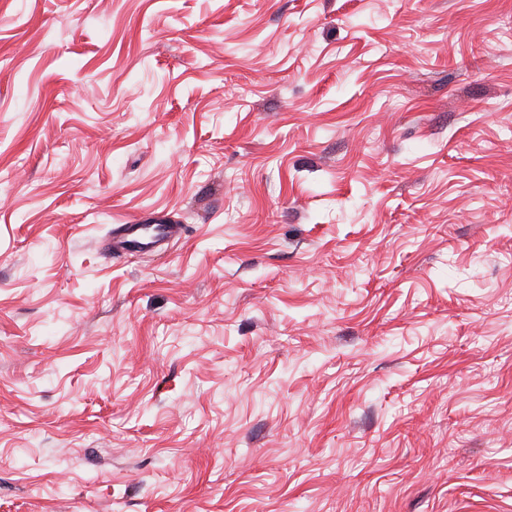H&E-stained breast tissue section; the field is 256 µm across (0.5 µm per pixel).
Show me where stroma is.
<instances>
[{
	"label": "stroma",
	"instance_id": "1",
	"mask_svg": "<svg viewBox=\"0 0 512 512\" xmlns=\"http://www.w3.org/2000/svg\"><path fill=\"white\" fill-rule=\"evenodd\" d=\"M0 512H512V0H0ZM186 236V225L164 217L153 224H115L105 239L107 257L120 258L130 252H164Z\"/></svg>",
	"mask_w": 512,
	"mask_h": 512
}]
</instances>
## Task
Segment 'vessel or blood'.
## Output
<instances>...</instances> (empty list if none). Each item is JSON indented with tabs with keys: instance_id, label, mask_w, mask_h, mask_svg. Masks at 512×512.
Segmentation results:
<instances>
[{
	"instance_id": "obj_1",
	"label": "vessel or blood",
	"mask_w": 512,
	"mask_h": 512,
	"mask_svg": "<svg viewBox=\"0 0 512 512\" xmlns=\"http://www.w3.org/2000/svg\"><path fill=\"white\" fill-rule=\"evenodd\" d=\"M185 235V225L168 218L151 224H116L105 240V253L115 259L131 252H163Z\"/></svg>"
}]
</instances>
